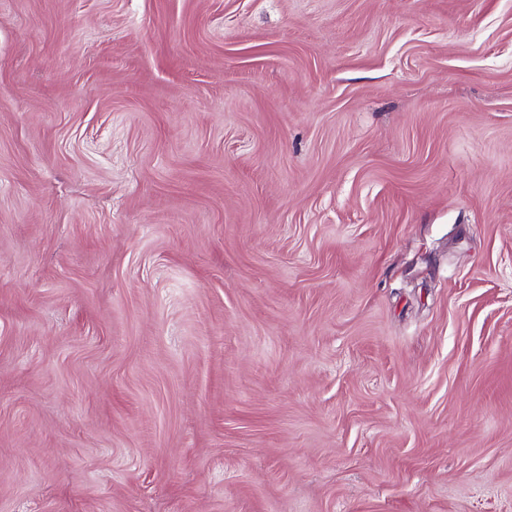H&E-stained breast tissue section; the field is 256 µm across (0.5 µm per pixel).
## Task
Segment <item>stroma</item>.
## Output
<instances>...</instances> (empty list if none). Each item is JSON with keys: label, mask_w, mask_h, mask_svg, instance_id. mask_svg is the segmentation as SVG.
<instances>
[{"label": "stroma", "mask_w": 512, "mask_h": 512, "mask_svg": "<svg viewBox=\"0 0 512 512\" xmlns=\"http://www.w3.org/2000/svg\"><path fill=\"white\" fill-rule=\"evenodd\" d=\"M0 512H512V0H0Z\"/></svg>", "instance_id": "35a3bbf8"}]
</instances>
